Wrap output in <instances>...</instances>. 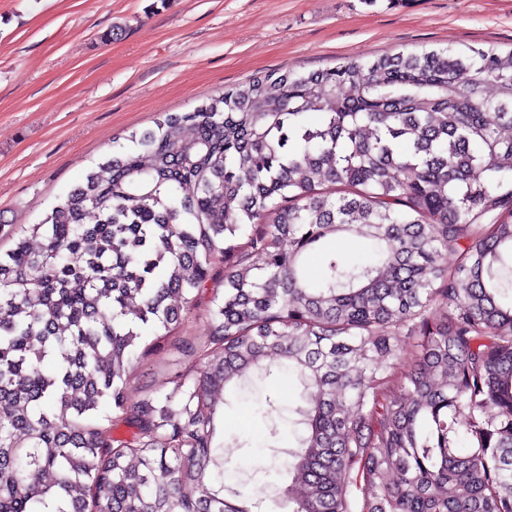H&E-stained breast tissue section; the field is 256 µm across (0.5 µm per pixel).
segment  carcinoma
<instances>
[{
    "label": "carcinoma",
    "mask_w": 512,
    "mask_h": 512,
    "mask_svg": "<svg viewBox=\"0 0 512 512\" xmlns=\"http://www.w3.org/2000/svg\"><path fill=\"white\" fill-rule=\"evenodd\" d=\"M128 141L0 255V512H512V50L269 74ZM217 262L192 369L129 399ZM275 362L301 433L250 496L221 409ZM336 250L349 260H362L373 253V244L370 240L351 236L345 240H336ZM163 333V329L155 330L151 325L142 327L143 336L135 349L138 358L127 387V395L132 400L144 395L162 397L173 386L172 383L164 385V382L169 381L176 370H185V367H189L188 363L182 364L181 367L172 365L180 355L173 347L172 337L160 336ZM162 385L165 387L162 388Z\"/></svg>",
    "instance_id": "cac0c4a2"
}]
</instances>
